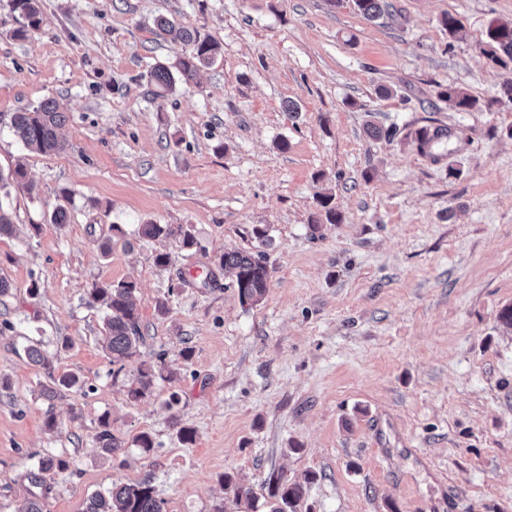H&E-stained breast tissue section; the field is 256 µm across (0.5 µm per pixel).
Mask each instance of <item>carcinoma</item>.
<instances>
[{"mask_svg":"<svg viewBox=\"0 0 512 512\" xmlns=\"http://www.w3.org/2000/svg\"><path fill=\"white\" fill-rule=\"evenodd\" d=\"M39 0H11L13 11L19 13L24 20L23 26L15 32L22 38L28 31L40 24ZM357 10L368 20L379 19L387 4L384 0H354ZM158 31L172 37L173 41L189 47L178 61L177 74L174 77L167 67L155 65L148 73V83L156 87L153 95L160 96L174 89L176 79L189 83L198 70L212 65L221 54L217 42L200 35L175 21L161 17L156 23ZM486 53L496 63L512 61V22L500 23L487 32ZM441 101L448 108L458 112L469 111L477 106V99L466 91L449 87L438 92ZM68 117L62 103L53 97L41 101L36 107L22 112H15L10 117L9 127L13 135L24 147L42 153L57 154L64 150L59 139L58 130L65 125ZM453 137V131L446 126H439L431 131H424L417 140L418 150L429 152L435 146H444ZM21 186L28 191L33 187L26 182L25 171L18 167L14 171L3 174L0 172V192L9 194V188ZM222 269L233 273L239 296L245 303L256 304L266 293L269 271L261 258L245 251H234L220 258ZM136 285L133 282H122L117 285L93 286L88 295L91 302L99 305L104 311V340L112 364L118 365L127 358L142 338L139 314L133 297ZM80 383L79 377L73 373L51 378V384L44 386V394L51 396L58 386L72 388ZM68 468L65 460L53 455L44 456L39 462L42 474L56 473ZM270 497L275 503L270 512H295L302 497V487L282 478L270 479ZM84 512H163L162 501L154 496L152 487L146 483L114 485L106 492L96 493L88 498Z\"/></svg>","mask_w":512,"mask_h":512,"instance_id":"carcinoma-1","label":"carcinoma"}]
</instances>
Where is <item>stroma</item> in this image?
I'll return each instance as SVG.
<instances>
[{
	"mask_svg": "<svg viewBox=\"0 0 512 512\" xmlns=\"http://www.w3.org/2000/svg\"><path fill=\"white\" fill-rule=\"evenodd\" d=\"M387 2L370 21L353 0H40L19 38L0 0V170L35 186L0 197V512L143 481L164 512H237L228 476L267 512L273 475L302 485L297 512H512V64L483 52L512 0ZM160 16L222 55L157 98L147 71L182 52ZM449 86L477 109H448ZM48 97L69 114L53 155L8 127ZM439 125L457 137L434 159L417 139ZM234 250L266 257L259 303L219 266ZM122 281L144 339L118 369L88 290ZM65 373L82 387L45 399ZM47 454L69 467L38 488Z\"/></svg>",
	"mask_w": 512,
	"mask_h": 512,
	"instance_id": "1",
	"label": "stroma"
}]
</instances>
